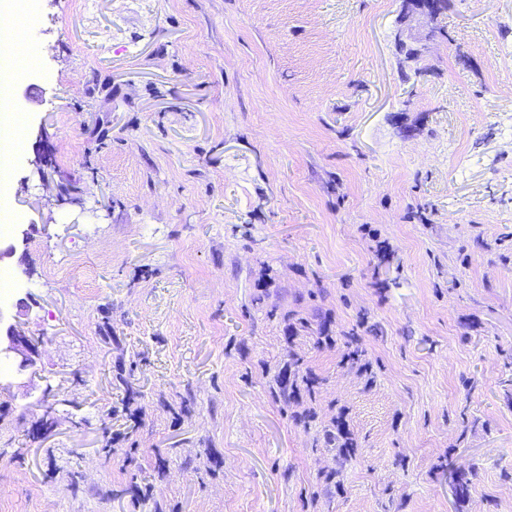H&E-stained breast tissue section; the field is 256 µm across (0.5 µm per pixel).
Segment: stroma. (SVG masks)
<instances>
[{
    "instance_id": "stroma-1",
    "label": "stroma",
    "mask_w": 512,
    "mask_h": 512,
    "mask_svg": "<svg viewBox=\"0 0 512 512\" xmlns=\"http://www.w3.org/2000/svg\"><path fill=\"white\" fill-rule=\"evenodd\" d=\"M36 9L0 512H512V0ZM405 18L410 20L417 14L435 16L447 8V0H404ZM19 315L26 308L25 301H19L16 304ZM17 315L16 317H18ZM16 317L14 322H5L0 314V353L11 356L19 360L20 367H26L33 362V357L37 351L35 345L28 337L26 331ZM271 383L273 396L285 405L293 401L301 390L307 392L311 400L315 399L316 389L320 385L319 379L311 373L300 374L299 370L294 372L292 378L287 373H278L273 377Z\"/></svg>"
}]
</instances>
